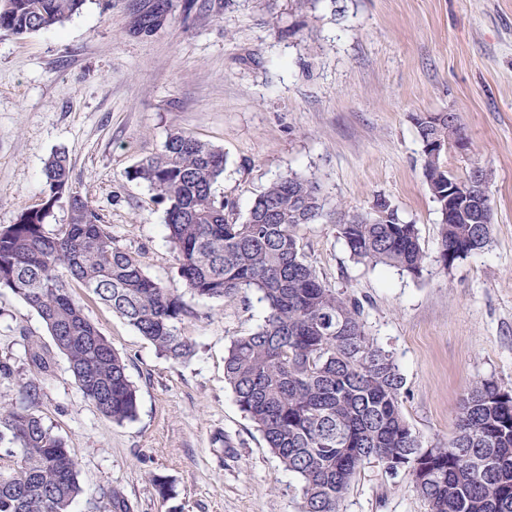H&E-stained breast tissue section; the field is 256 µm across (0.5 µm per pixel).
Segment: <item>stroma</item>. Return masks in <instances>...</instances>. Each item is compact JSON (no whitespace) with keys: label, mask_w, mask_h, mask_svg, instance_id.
<instances>
[{"label":"stroma","mask_w":512,"mask_h":512,"mask_svg":"<svg viewBox=\"0 0 512 512\" xmlns=\"http://www.w3.org/2000/svg\"><path fill=\"white\" fill-rule=\"evenodd\" d=\"M163 10L140 32L138 18ZM455 112L468 143L449 171L488 170L491 240L444 268L440 217L425 183L414 118ZM186 131L224 152L218 195L245 218L293 171L316 181L321 218L298 230L320 280L359 299L364 322L404 377L403 414L424 445L447 443L475 383L512 387V0H87L63 25L0 32V228L45 200L42 170L68 155L114 243L183 293L164 230L165 207L129 171ZM383 198L415 225L426 261L413 276L350 258L341 212ZM85 312L125 359L137 389L133 420L103 417L82 395L38 315L0 293V401L36 383L37 414L80 463L74 512H98L119 489L133 512H298L296 477L267 448L224 380L232 339L262 323L255 292L199 299L180 325L188 361L160 355L98 299ZM53 357L35 379L30 342ZM175 495L158 497L152 475ZM341 512H429L406 474L365 461Z\"/></svg>","instance_id":"35a3bbf8"}]
</instances>
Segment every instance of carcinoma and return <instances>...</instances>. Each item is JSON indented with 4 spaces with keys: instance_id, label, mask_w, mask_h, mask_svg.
I'll return each instance as SVG.
<instances>
[{
    "instance_id": "obj_1",
    "label": "carcinoma",
    "mask_w": 512,
    "mask_h": 512,
    "mask_svg": "<svg viewBox=\"0 0 512 512\" xmlns=\"http://www.w3.org/2000/svg\"><path fill=\"white\" fill-rule=\"evenodd\" d=\"M85 0H0V32L15 36L62 24ZM425 144L453 136L448 113L414 118ZM422 168L441 216L440 261L448 268L490 241L487 224L448 218V172L443 159L422 149ZM224 174V152L177 131L163 149L139 162L128 176L146 183L165 205V229L190 298L145 273L129 252L114 245L88 198L71 179L68 156L45 162L42 207L25 209L0 228V290L37 313L83 396L116 423L136 416L137 392L123 357L85 313L71 288L79 284L112 308L163 355L185 360L194 346L179 324L194 314L191 300H222L242 290L258 293L263 323L231 341L224 379L240 410L267 448L300 483L299 512H340L361 465L382 462L413 478L429 512H512V388L480 381L464 395L448 444L424 458L401 408L404 377L393 356L377 346L363 320V305L325 285L309 265L297 230L323 215L318 185L293 172L272 182L242 222L234 205L213 186ZM483 181L459 180L468 198L492 206ZM66 199L69 221L55 234L45 220ZM373 210L342 214L338 234L357 262L420 274L425 255L413 224L398 220L385 199ZM28 365L52 372V359L32 343ZM37 387H22L15 403H0V442L8 440L16 466L0 470V512H73L80 493L78 459L63 437L35 413ZM490 459L474 471L466 454ZM102 512H131L117 489L100 494Z\"/></svg>"
}]
</instances>
